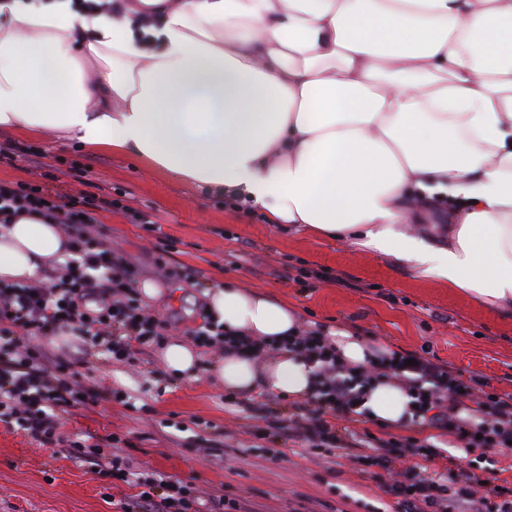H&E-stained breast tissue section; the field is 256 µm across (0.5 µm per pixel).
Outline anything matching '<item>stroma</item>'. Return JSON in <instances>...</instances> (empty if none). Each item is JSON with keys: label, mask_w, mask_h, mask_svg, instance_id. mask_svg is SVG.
Returning <instances> with one entry per match:
<instances>
[{"label": "stroma", "mask_w": 512, "mask_h": 512, "mask_svg": "<svg viewBox=\"0 0 512 512\" xmlns=\"http://www.w3.org/2000/svg\"><path fill=\"white\" fill-rule=\"evenodd\" d=\"M8 143L40 151L50 186L78 187L76 172L85 168L91 192L122 199L124 210L100 213L90 235L107 238L113 251L137 267L139 280L158 285L159 296L146 306L170 324L171 339L201 324L205 292L221 279L290 300L307 326L344 324L397 351L429 347L440 360L512 394L511 310L483 308L416 279L406 264L348 241L227 209L223 199L122 153L62 145L47 131L1 129L0 144ZM132 209L154 214L159 232L132 223ZM163 238L173 243L167 266L194 270V278H171L158 267L156 246ZM300 266L331 269L335 279L301 287L294 281ZM199 358L194 377L175 379L156 347L132 367L90 356L81 373L102 398L97 406L67 416L63 436L113 433L130 439L131 447L118 453L131 458L137 470L177 476L204 494L239 499L246 512H394L395 496L371 473L345 457H315L285 434H273L270 417L258 409L262 393L228 395L210 379L214 354L203 351ZM113 389L127 392L133 405L106 399ZM142 402L150 412L139 411ZM205 438L218 446L213 455L199 450ZM437 442L439 454L429 470L448 474L468 467L480 474L491 463L498 480L512 485V451L460 456L451 436ZM105 486L89 465L0 424V512H117V502H130L135 493L124 485L108 500Z\"/></svg>", "instance_id": "1"}]
</instances>
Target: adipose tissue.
<instances>
[{
	"label": "adipose tissue",
	"mask_w": 512,
	"mask_h": 512,
	"mask_svg": "<svg viewBox=\"0 0 512 512\" xmlns=\"http://www.w3.org/2000/svg\"><path fill=\"white\" fill-rule=\"evenodd\" d=\"M0 129L139 158L512 310V0H0ZM68 242L64 225L20 216L0 228V281L38 277ZM208 308L265 344L302 324L287 300L220 281ZM327 335L351 367L388 352L348 326ZM213 373L244 394L315 387L284 350L233 351ZM364 392L371 421L410 426L400 382Z\"/></svg>",
	"instance_id": "1"
}]
</instances>
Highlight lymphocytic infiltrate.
Returning a JSON list of instances; mask_svg holds the SVG:
<instances>
[{
    "mask_svg": "<svg viewBox=\"0 0 512 512\" xmlns=\"http://www.w3.org/2000/svg\"><path fill=\"white\" fill-rule=\"evenodd\" d=\"M121 206L117 199L88 191L62 193L37 180L0 182V225L24 212L48 217L69 229L72 251L45 280L0 283V423L23 430L42 446L63 448L66 456L98 468L104 478L137 488L134 507L121 512H243L238 500L206 498L180 479H157L133 470L127 459L112 452L118 436L88 443L67 442L60 435L63 416L90 407L97 394L76 379L71 361L53 353L48 340L70 332L80 336L81 353L100 348L113 362L130 364L167 334L165 322L139 303L130 264L106 242L91 241L86 231L96 223L98 211ZM98 281L107 287L99 309L91 312L84 298ZM191 334L197 346L217 353L229 347L257 357L275 351L270 344L228 336L223 322L209 315ZM283 347L317 367L316 394L288 415L283 429L318 453H339L362 469L385 471L398 459L434 457L432 444L425 440L361 439L348 428L336 427L335 418L358 413L363 388L374 375L401 381L414 401L415 418L447 431L461 447L504 448L512 442V394L481 389L479 378L464 376L429 354L395 350L354 375L321 330H302ZM387 490L397 497L399 512H512L511 486L482 482L468 471L443 479L424 469L412 470Z\"/></svg>",
    "mask_w": 512,
    "mask_h": 512,
    "instance_id": "f902f5d3",
    "label": "lymphocytic infiltrate"
}]
</instances>
